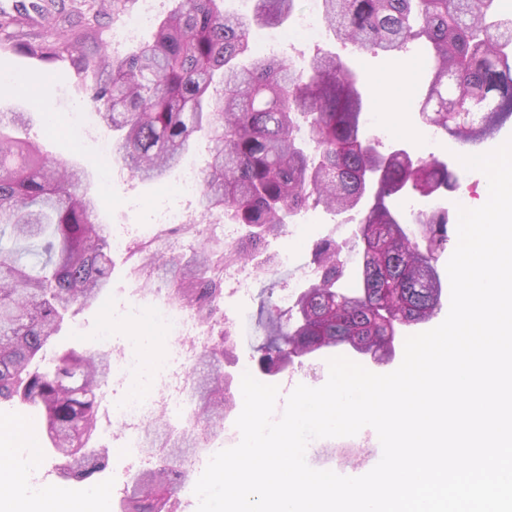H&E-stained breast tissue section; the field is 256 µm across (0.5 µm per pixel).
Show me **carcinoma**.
<instances>
[{
	"label": "carcinoma",
	"mask_w": 512,
	"mask_h": 512,
	"mask_svg": "<svg viewBox=\"0 0 512 512\" xmlns=\"http://www.w3.org/2000/svg\"><path fill=\"white\" fill-rule=\"evenodd\" d=\"M224 0H179L154 40L119 58L77 53L72 38L32 33L0 14L11 50L42 61L69 57L89 80L90 101L112 131L113 154L144 182L159 180L205 135L209 159L199 206L216 222L238 224L230 247L199 239L189 254L147 259L167 274L170 303L211 328L224 316V266L242 260L272 266L265 255L309 205L338 215L356 212L357 288L345 274L344 245L313 249L314 283L281 310L264 302L266 374L290 358L337 345L383 357L399 328L435 317L440 282L432 261L448 245V210L419 211L413 221L392 205L408 193L451 191L448 161L414 160L404 149L379 152L364 132L365 95L358 75L333 54L304 69L274 56L241 63L253 27H277L297 0H256L250 16L224 13ZM336 40L364 52L400 53L420 40L430 78L421 96L423 124L463 144L493 140L512 120V16L497 0H322ZM24 113H0V402L38 409L50 447L73 485L108 463L97 446L100 390L111 377L104 350L45 351L66 315L97 302L112 272L107 226L94 221L98 198L90 173L50 157L35 141L14 136ZM230 335L200 353L185 422L162 414L141 451L152 466L129 475L119 512H179L169 487L191 474L182 457L220 437L235 406L224 375Z\"/></svg>",
	"instance_id": "carcinoma-1"
}]
</instances>
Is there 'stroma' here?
<instances>
[{"mask_svg": "<svg viewBox=\"0 0 512 512\" xmlns=\"http://www.w3.org/2000/svg\"><path fill=\"white\" fill-rule=\"evenodd\" d=\"M317 0H298V15H311L321 35L313 41L290 38L289 25L277 28H253L250 46L253 58H262L266 49L290 63L294 68L303 67L318 52L336 54L358 75L365 91L367 115H379V125H366V135L378 150L388 153L405 149L415 158L436 156L448 160L454 167L458 183L468 191L470 205H478L487 185L486 176L478 171L460 168L458 157L464 149L458 144L430 134L422 140H414L411 130L421 129L419 117V95L425 83L429 61L421 42L409 44L400 54H373L360 52L352 45L342 44L326 26L316 9ZM411 69L406 85H397L392 77L402 66ZM25 71L38 72L50 88L51 111L55 120L53 130H46L41 112L35 111L34 100L38 87L20 91L14 78ZM400 102L397 125L383 119L389 99ZM25 112L29 120L19 134L41 142L53 158L85 166L91 177L93 189L99 199L96 221L115 228L122 224L135 225L141 239L155 238L160 230V214L171 208L197 210V202L187 200L178 191L176 184L182 166L204 161L206 141H199L196 149L187 154L181 167L173 168L159 182H144L133 177L120 163L113 162L111 173H104L100 159L102 144L110 142L111 136L93 111L85 82L69 60L47 65L38 60L13 53L0 41V113ZM356 214L338 215L323 207L309 208L294 218L285 234L271 242L270 253L288 251L287 264L275 267L274 271H256L249 290L242 296L225 299V326L236 341L233 357L225 359L224 370L234 380H241L243 373H251L262 383H273L279 388L276 413H283L286 399L297 385L317 388L325 384L329 375L326 357L303 358L292 369L269 377L261 374L258 367V348L264 341V332L258 323L260 300L279 303L283 289L303 291L309 284L308 272L313 266V245L316 241L335 236L340 224L357 225ZM132 258L126 253L112 256V274L104 296L91 306L68 318L57 336L55 348L96 349L104 332H111L113 346L126 345L131 336H154L158 342L155 354L166 358L176 344L173 336L164 334L162 328L151 326L146 315L164 304L165 289L162 284H152L150 290L140 294L137 300H129L128 290L132 286L130 268ZM164 389L162 380L152 376L148 364H141L135 371L113 374L102 393L99 414L101 416L102 442L109 448L106 470L91 479L92 487L107 490L110 505H117L119 492L135 465L124 451V444L111 427L113 412L119 411L132 392L150 398ZM22 430L23 437L14 441L12 465L26 466L30 474L31 490H21L15 495L19 512H39L40 501L60 493L63 480L59 462L46 447V437L40 420L31 419L29 412L21 411L13 403H0V438L12 439L14 430ZM363 446L364 464L353 468L333 454L336 446ZM382 455V448L375 430L364 429L348 437L322 438L310 454L309 465L316 470H330L347 477H359L372 469Z\"/></svg>", "mask_w": 512, "mask_h": 512, "instance_id": "1", "label": "stroma"}]
</instances>
